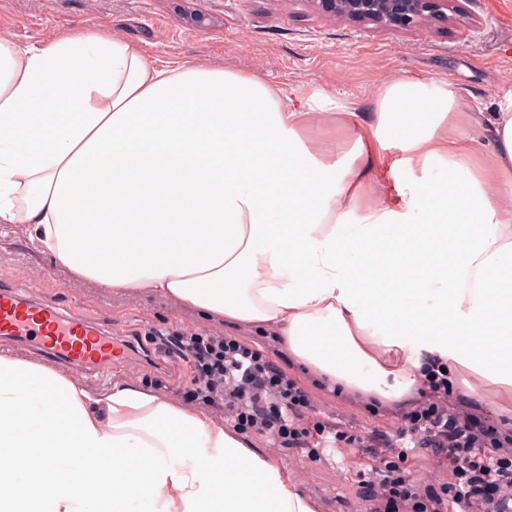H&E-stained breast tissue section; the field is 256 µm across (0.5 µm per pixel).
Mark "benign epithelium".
Returning <instances> with one entry per match:
<instances>
[{"mask_svg":"<svg viewBox=\"0 0 512 512\" xmlns=\"http://www.w3.org/2000/svg\"><path fill=\"white\" fill-rule=\"evenodd\" d=\"M321 14L382 28H409L448 22L444 9L459 0H305Z\"/></svg>","mask_w":512,"mask_h":512,"instance_id":"obj_1","label":"benign epithelium"}]
</instances>
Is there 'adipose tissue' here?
Instances as JSON below:
<instances>
[{
  "instance_id": "ef3b65f1",
  "label": "adipose tissue",
  "mask_w": 512,
  "mask_h": 512,
  "mask_svg": "<svg viewBox=\"0 0 512 512\" xmlns=\"http://www.w3.org/2000/svg\"><path fill=\"white\" fill-rule=\"evenodd\" d=\"M330 103L106 34L1 39L0 226L75 279L269 328L352 390L413 398L435 358L512 390V98L486 157L447 86L391 82L317 154ZM0 457V512H316L223 421L2 354Z\"/></svg>"
}]
</instances>
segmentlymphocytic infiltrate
Returning <instances> with one entry per match:
<instances>
[{"instance_id":"lymphocytic-infiltrate-1","label":"lymphocytic infiltrate","mask_w":512,"mask_h":512,"mask_svg":"<svg viewBox=\"0 0 512 512\" xmlns=\"http://www.w3.org/2000/svg\"><path fill=\"white\" fill-rule=\"evenodd\" d=\"M165 350L193 371L185 400L223 411L239 434L264 436L312 458L329 448L367 449L374 465L358 494L371 512H512V427L455 396L440 360L423 364L416 399L400 411L397 432L387 435L308 420L310 391L267 347L179 327L168 333ZM422 448L446 465L448 480L426 481L407 469Z\"/></svg>"}]
</instances>
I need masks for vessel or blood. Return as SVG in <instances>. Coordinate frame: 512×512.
Instances as JSON below:
<instances>
[{
	"mask_svg": "<svg viewBox=\"0 0 512 512\" xmlns=\"http://www.w3.org/2000/svg\"><path fill=\"white\" fill-rule=\"evenodd\" d=\"M0 340L30 342L41 353L91 375L128 363L125 347L78 312L61 311L47 297L27 296L0 285Z\"/></svg>",
	"mask_w": 512,
	"mask_h": 512,
	"instance_id": "obj_1",
	"label": "vessel or blood"
}]
</instances>
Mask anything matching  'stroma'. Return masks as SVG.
Returning a JSON list of instances; mask_svg holds the SVG:
<instances>
[{"mask_svg":"<svg viewBox=\"0 0 512 512\" xmlns=\"http://www.w3.org/2000/svg\"><path fill=\"white\" fill-rule=\"evenodd\" d=\"M447 27L423 25L384 30L323 16L305 0H0V36L22 47L40 46L75 31L100 32L139 45L168 68L219 66L259 76L299 100L322 92L352 112H370L388 82L416 78L450 86L462 111L489 118L512 97V0H461ZM26 227L0 236V283L53 297L61 309L78 308L120 336L154 347L155 331L185 325L260 344L282 353L271 332L209 319L150 288L109 289L87 280L73 284L69 271L32 250ZM283 367L310 391L321 417L364 431L395 433L390 408L372 414L369 399L332 392L291 357ZM189 372L133 362L113 369L109 383L135 382L179 397ZM456 395L475 401L489 420L512 423V398L498 395L463 370H452ZM251 447L273 453L290 482L318 505V512H369L358 481L370 457L361 448L326 451L273 448L252 436Z\"/></svg>","mask_w":512,"mask_h":512,"instance_id":"stroma-1","label":"stroma"}]
</instances>
